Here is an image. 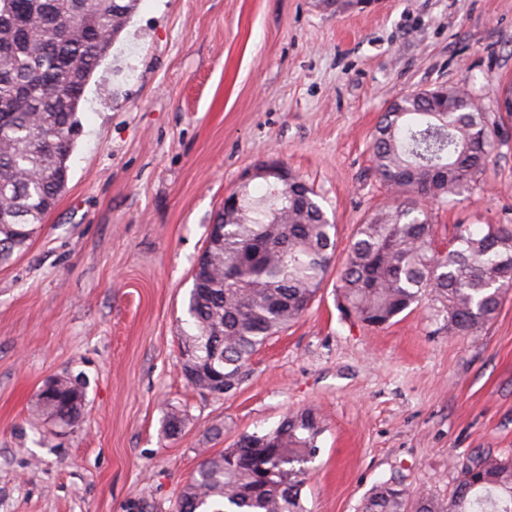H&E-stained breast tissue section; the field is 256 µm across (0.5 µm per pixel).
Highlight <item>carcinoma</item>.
Returning <instances> with one entry per match:
<instances>
[{
	"mask_svg": "<svg viewBox=\"0 0 512 512\" xmlns=\"http://www.w3.org/2000/svg\"><path fill=\"white\" fill-rule=\"evenodd\" d=\"M121 9L115 19L114 6ZM138 0H0V265L24 250L69 178L79 128L75 118L87 82L112 43L114 21L125 28ZM495 148V120L460 87L399 96L372 138V162L387 187L406 199L358 225L340 277L344 313L382 328L426 302L448 332L475 336L512 290V224L478 230L459 224L447 249L419 201L443 206L477 182ZM240 209L217 217L208 265L193 273L181 356L197 375L194 388L234 394L252 356L309 309L336 248L319 195L299 176L266 181ZM83 393L68 377L36 409L79 424ZM186 415L172 410L174 436ZM319 413L287 415L268 432L245 434L208 454L183 486L178 512H306L302 489L315 458ZM361 512H512V458L478 453L462 467L450 501L427 495L408 503L382 483Z\"/></svg>",
	"mask_w": 512,
	"mask_h": 512,
	"instance_id": "carcinoma-1",
	"label": "carcinoma"
}]
</instances>
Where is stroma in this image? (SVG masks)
Returning <instances> with one entry per match:
<instances>
[{
	"label": "stroma",
	"mask_w": 512,
	"mask_h": 512,
	"mask_svg": "<svg viewBox=\"0 0 512 512\" xmlns=\"http://www.w3.org/2000/svg\"><path fill=\"white\" fill-rule=\"evenodd\" d=\"M512 0H139L92 76L67 186L30 246L0 266V512H176L201 449L318 409L307 512H360L387 482L448 499L477 452L512 456V293L476 336L421 305L372 331L344 316L358 226L393 196L371 136L400 94L462 86L499 126L478 186L429 206L456 225L512 224ZM302 176L337 224L309 310L251 358L230 396L181 374L192 274L225 197L261 164ZM79 380L82 420L34 409ZM187 421L164 433L170 409Z\"/></svg>",
	"instance_id": "1"
}]
</instances>
